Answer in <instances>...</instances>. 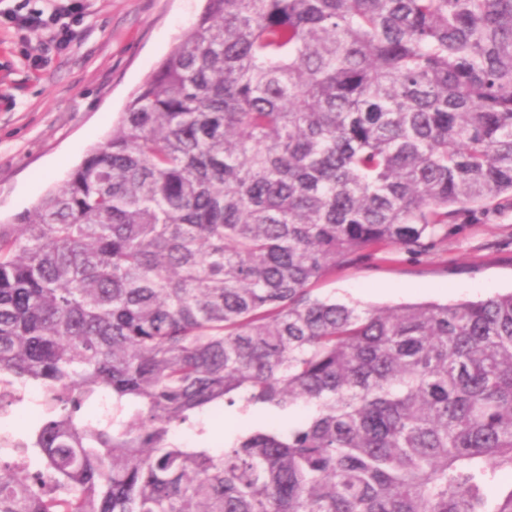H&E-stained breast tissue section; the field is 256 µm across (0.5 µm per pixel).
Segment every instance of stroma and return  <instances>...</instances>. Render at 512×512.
<instances>
[{"label":"stroma","mask_w":512,"mask_h":512,"mask_svg":"<svg viewBox=\"0 0 512 512\" xmlns=\"http://www.w3.org/2000/svg\"><path fill=\"white\" fill-rule=\"evenodd\" d=\"M204 0H84L73 40L0 23V224L13 223L104 143L131 94L185 36ZM319 293L364 306L512 291V203L463 214L438 249L336 270Z\"/></svg>","instance_id":"stroma-1"}]
</instances>
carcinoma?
Here are the masks:
<instances>
[{
  "label": "carcinoma",
  "mask_w": 512,
  "mask_h": 512,
  "mask_svg": "<svg viewBox=\"0 0 512 512\" xmlns=\"http://www.w3.org/2000/svg\"><path fill=\"white\" fill-rule=\"evenodd\" d=\"M506 197L512 0H206L0 224V512H512V292L314 288ZM236 404L286 422L204 442Z\"/></svg>",
  "instance_id": "obj_1"
}]
</instances>
